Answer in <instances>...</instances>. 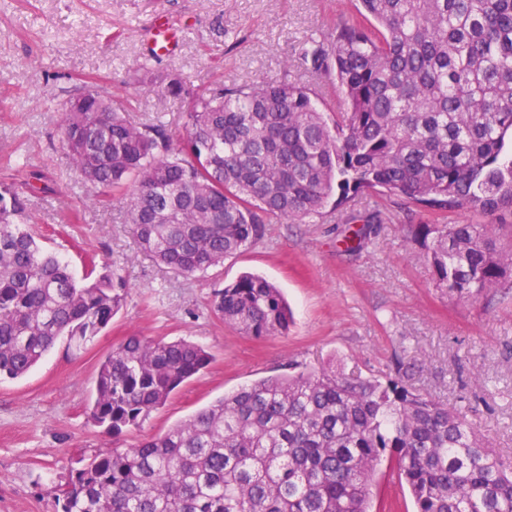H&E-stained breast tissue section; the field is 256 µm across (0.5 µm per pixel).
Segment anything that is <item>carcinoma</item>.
Here are the masks:
<instances>
[{
  "label": "carcinoma",
  "instance_id": "carcinoma-1",
  "mask_svg": "<svg viewBox=\"0 0 512 512\" xmlns=\"http://www.w3.org/2000/svg\"><path fill=\"white\" fill-rule=\"evenodd\" d=\"M360 20L304 53L336 81V119L287 81L186 100L185 130L135 123L96 87L60 109L62 146L92 204L121 201L143 252L195 275L259 240L271 220L322 214L376 193L471 224L412 230L437 287L459 300L512 288V0H355ZM29 198L0 192V378L27 374L59 342L83 348L121 309L125 279L95 261L77 277L30 228ZM247 336L285 335L277 286L246 273L215 293ZM210 362L181 339L130 336L99 364L89 419L139 427ZM415 512H512V462L462 412L401 380H350L334 364L244 385L167 432L103 450L69 474L56 512H372L383 461Z\"/></svg>",
  "mask_w": 512,
  "mask_h": 512
}]
</instances>
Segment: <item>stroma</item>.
<instances>
[{
  "label": "stroma",
  "instance_id": "obj_1",
  "mask_svg": "<svg viewBox=\"0 0 512 512\" xmlns=\"http://www.w3.org/2000/svg\"><path fill=\"white\" fill-rule=\"evenodd\" d=\"M350 0H0V190L44 174L32 192L38 233L83 272L96 254L124 276L128 295L111 324L84 349L60 343L27 375L0 380V512H54L56 489L99 451L132 448L242 385L341 364L351 379H402L461 408L489 447L512 458V290L459 301L437 288L409 226L430 216L403 201L379 209L375 195L296 223L266 224L260 241L205 276H182L144 254L119 201L89 206V191L61 144L60 103L95 85L129 105L132 121L184 133L185 103L167 87L195 92L288 80L310 84L297 64L304 42L351 20ZM166 19L179 49L148 54L150 29ZM379 224L345 251L347 225ZM282 288L293 313L287 335L253 338L225 325L215 290L242 273ZM185 338L211 355L141 428L112 437L88 419L102 360L127 337ZM414 512L395 473L380 468L372 501Z\"/></svg>",
  "mask_w": 512,
  "mask_h": 512
}]
</instances>
